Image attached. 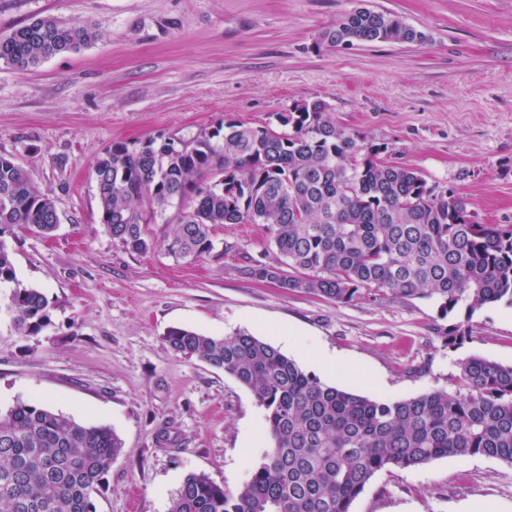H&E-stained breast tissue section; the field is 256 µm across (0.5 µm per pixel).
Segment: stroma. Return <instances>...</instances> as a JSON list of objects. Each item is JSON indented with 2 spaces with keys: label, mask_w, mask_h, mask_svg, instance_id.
Returning a JSON list of instances; mask_svg holds the SVG:
<instances>
[{
  "label": "stroma",
  "mask_w": 512,
  "mask_h": 512,
  "mask_svg": "<svg viewBox=\"0 0 512 512\" xmlns=\"http://www.w3.org/2000/svg\"><path fill=\"white\" fill-rule=\"evenodd\" d=\"M425 33L417 44L319 45L357 2ZM52 16L101 39L39 66L0 63V153L53 197L44 238L0 234L18 280L40 289L51 323L21 336L0 312V407L39 402L124 441L97 512H168L189 473L234 492L271 446L265 412L223 371L173 352L164 335L239 331L276 344L322 382L372 399L450 386L458 359L512 365V308L478 312L457 351L432 298L371 292L338 303L246 274L274 264L260 224H220L214 250L184 264L163 248L126 251L100 222L95 164L113 142L189 139L221 121L261 126L324 99L384 159L465 196L477 221L512 224V0H0V34ZM335 354L317 372L306 352ZM512 512V466L445 457L376 474L351 512Z\"/></svg>",
  "instance_id": "35a3bbf8"
}]
</instances>
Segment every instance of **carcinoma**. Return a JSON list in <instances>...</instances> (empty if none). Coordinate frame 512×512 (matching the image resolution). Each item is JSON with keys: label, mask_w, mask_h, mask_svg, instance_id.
I'll use <instances>...</instances> for the list:
<instances>
[{"label": "carcinoma", "mask_w": 512, "mask_h": 512, "mask_svg": "<svg viewBox=\"0 0 512 512\" xmlns=\"http://www.w3.org/2000/svg\"><path fill=\"white\" fill-rule=\"evenodd\" d=\"M98 38L45 16L0 36V62L27 69ZM320 40L335 48L425 35L398 15L357 6ZM383 152L358 143L323 99L295 103L274 127L228 121L180 142L117 141L95 166L100 220L127 251L144 254L156 246L148 225L177 204L164 248L185 263L213 251L214 225L261 224L279 262L248 267L253 278L344 304L373 289L433 298L455 351L478 311L512 307V225L479 223L463 196ZM58 224L54 200L0 154V230L24 225L49 235ZM1 284L13 285L6 309L18 334L51 323L44 294L18 281L0 243ZM165 341L248 388L272 443L235 493L187 474L169 512H351L368 482L393 467L477 455L512 465V365L470 355L457 361L452 390L376 400L322 383L245 331L172 327ZM122 449L107 426L16 401L0 410V512H97L94 494Z\"/></svg>", "instance_id": "1"}]
</instances>
